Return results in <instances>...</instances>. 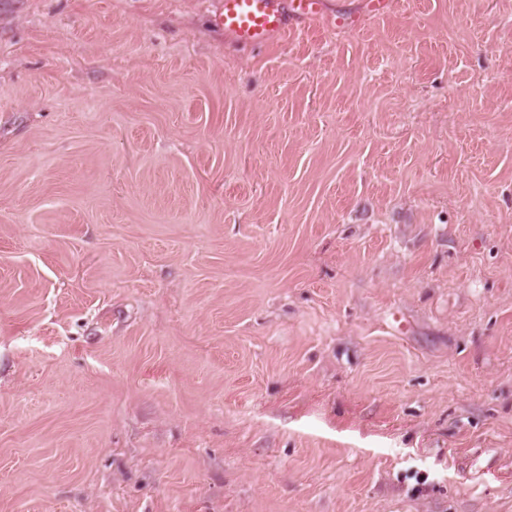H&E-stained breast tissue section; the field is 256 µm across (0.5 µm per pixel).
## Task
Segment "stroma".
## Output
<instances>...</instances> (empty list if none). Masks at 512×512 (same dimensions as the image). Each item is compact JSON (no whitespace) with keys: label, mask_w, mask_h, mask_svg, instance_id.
Listing matches in <instances>:
<instances>
[{"label":"stroma","mask_w":512,"mask_h":512,"mask_svg":"<svg viewBox=\"0 0 512 512\" xmlns=\"http://www.w3.org/2000/svg\"><path fill=\"white\" fill-rule=\"evenodd\" d=\"M391 2L0 0V512H512V0ZM217 22L239 44L261 47L287 27L288 18L316 20L324 0H220ZM288 4V14L283 4Z\"/></svg>","instance_id":"obj_1"}]
</instances>
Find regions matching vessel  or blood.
Instances as JSON below:
<instances>
[{"mask_svg":"<svg viewBox=\"0 0 512 512\" xmlns=\"http://www.w3.org/2000/svg\"><path fill=\"white\" fill-rule=\"evenodd\" d=\"M324 0H219L217 22L239 44L261 47L287 27L289 19L316 20Z\"/></svg>","mask_w":512,"mask_h":512,"instance_id":"vessel-or-blood-1","label":"vessel or blood"}]
</instances>
